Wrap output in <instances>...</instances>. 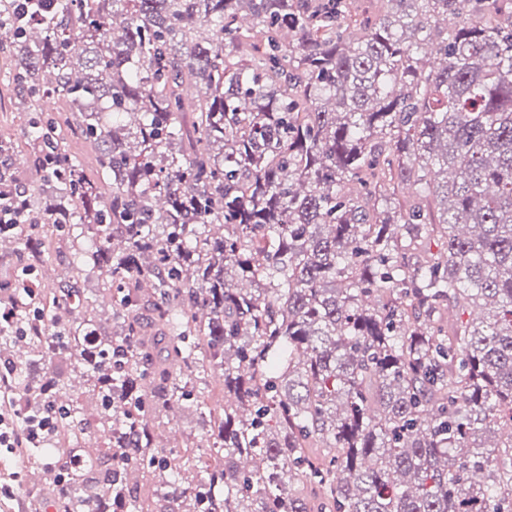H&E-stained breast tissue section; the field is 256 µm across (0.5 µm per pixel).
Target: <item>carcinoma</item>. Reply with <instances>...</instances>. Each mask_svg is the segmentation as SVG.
<instances>
[{
    "label": "carcinoma",
    "instance_id": "1",
    "mask_svg": "<svg viewBox=\"0 0 512 512\" xmlns=\"http://www.w3.org/2000/svg\"><path fill=\"white\" fill-rule=\"evenodd\" d=\"M382 2L353 42L346 0H0L35 175L0 238L34 265L75 225L122 319L74 316L62 354L64 301L0 332L53 388L81 371L111 431L60 512H314L300 481L334 512H512V0ZM189 382L232 403L174 471L147 418ZM85 426L75 399L16 463Z\"/></svg>",
    "mask_w": 512,
    "mask_h": 512
}]
</instances>
